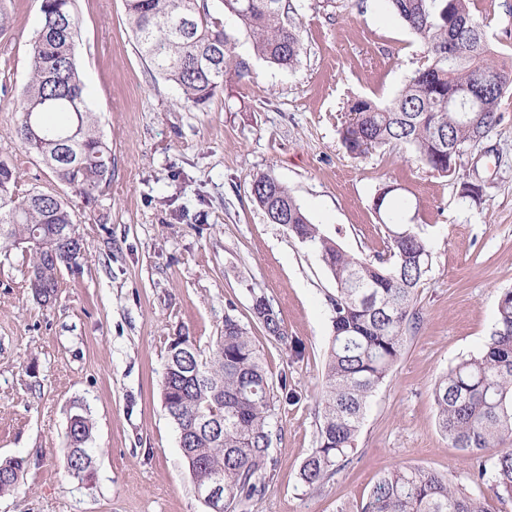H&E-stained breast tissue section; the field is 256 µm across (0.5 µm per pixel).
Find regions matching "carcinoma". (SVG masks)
I'll return each mask as SVG.
<instances>
[{"instance_id": "obj_1", "label": "carcinoma", "mask_w": 512, "mask_h": 512, "mask_svg": "<svg viewBox=\"0 0 512 512\" xmlns=\"http://www.w3.org/2000/svg\"><path fill=\"white\" fill-rule=\"evenodd\" d=\"M245 29L255 54L290 68L302 50L301 26L289 0H217ZM387 9L424 47L420 66L393 99L358 98L349 105L342 142L354 155L390 144L444 177L457 174V151L498 134L499 103L512 89V65L499 62L471 0H385ZM136 47L156 73L174 83L186 101L203 106L241 74L234 45L210 12L208 0H126ZM30 80L23 92L17 137L86 203L112 179V150L86 102L74 59V0H41ZM14 164L0 160V245L29 253L30 272L56 293L61 268L86 258L79 225L68 205L43 192L19 194ZM263 212L286 218L288 230L309 243L335 280L328 296L333 336L318 402V446L300 480L318 490L349 461L368 399L401 355L404 336L417 328L416 289L428 272L427 241L411 226L390 234L389 254L372 261L346 253L310 223L300 204L273 175L251 184ZM498 318L483 350L446 371L432 397L441 431L470 460L472 482L489 481L501 500H512V289L498 298ZM252 315L275 340L288 344L278 313L253 295ZM194 483L217 478L223 512H237L268 488L275 467L272 416L295 399L288 377L273 379L260 350L237 318L204 350L180 336L167 348L161 379ZM93 425L81 411L69 421L66 457L77 479L94 471L88 442ZM24 458L0 461V495L13 492ZM360 512H487L481 499L423 468L396 467L372 486Z\"/></svg>"}]
</instances>
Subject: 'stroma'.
<instances>
[{"mask_svg":"<svg viewBox=\"0 0 512 512\" xmlns=\"http://www.w3.org/2000/svg\"><path fill=\"white\" fill-rule=\"evenodd\" d=\"M303 48L292 68L258 58L238 21L213 8L245 65L204 107L140 56L126 0H75L74 56L88 107L112 149V180L93 204L59 181L17 138L21 92L39 28L38 0H8L0 32V158L19 173L18 193L60 195L87 248L62 269L56 300L37 303L26 254L0 249V459L21 457L18 489L0 512H209L196 493L160 381L171 338L208 346L233 312L272 377L287 375L296 403L277 409L276 465L248 512H357L378 477L400 465L451 475L487 512H512L438 425L439 377L479 353L512 289V91L485 154L461 158L487 183L482 202L459 182L387 145L361 156L340 131L351 101L385 102L418 68L423 48L383 0H292ZM498 58L512 61V0H475ZM286 186L311 223L347 252L386 254L388 229L375 197L392 186L402 223L418 225L431 252L397 362L373 392L349 464L321 490L299 472L316 446L336 283L308 243L267 221L251 199L257 174ZM265 296L288 338L279 345L254 322ZM93 423L96 479L68 470L74 407Z\"/></svg>","mask_w":512,"mask_h":512,"instance_id":"obj_1","label":"stroma"}]
</instances>
